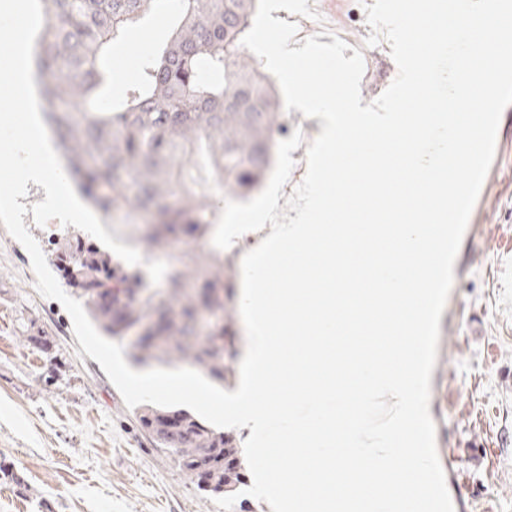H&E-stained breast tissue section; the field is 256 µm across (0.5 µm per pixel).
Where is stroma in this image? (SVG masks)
Wrapping results in <instances>:
<instances>
[{"mask_svg": "<svg viewBox=\"0 0 512 512\" xmlns=\"http://www.w3.org/2000/svg\"><path fill=\"white\" fill-rule=\"evenodd\" d=\"M165 13L130 29L113 56L165 42ZM493 180L467 226L440 319L429 406L438 455L471 512H512V106L501 116ZM272 232L245 233L224 252L226 391L244 354L241 262ZM25 248L0 224V512H222L171 455L155 447L100 364L83 353L64 307L41 296ZM47 336L51 353L30 339Z\"/></svg>", "mask_w": 512, "mask_h": 512, "instance_id": "1", "label": "stroma"}]
</instances>
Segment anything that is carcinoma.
I'll list each match as a JSON object with an SVG mask.
<instances>
[{"instance_id": "carcinoma-1", "label": "carcinoma", "mask_w": 512, "mask_h": 512, "mask_svg": "<svg viewBox=\"0 0 512 512\" xmlns=\"http://www.w3.org/2000/svg\"><path fill=\"white\" fill-rule=\"evenodd\" d=\"M46 24L35 45L45 76L46 121L66 158V173L104 221L139 224L137 241L156 253L185 245L166 274L148 285L141 270L82 241L81 230L57 243L68 259L67 285L109 337L130 341L136 364L186 361L224 382V325L200 334L198 321L224 310V251L190 270L193 244L213 238L224 207L221 188H254L270 165L282 108L270 78L241 45L257 0H41ZM169 11L171 37L140 59L137 78L112 95L109 53L153 6ZM116 296L104 307L96 295ZM171 411L146 406L138 420L197 487L224 483L228 441L181 412L184 432L166 426Z\"/></svg>"}]
</instances>
